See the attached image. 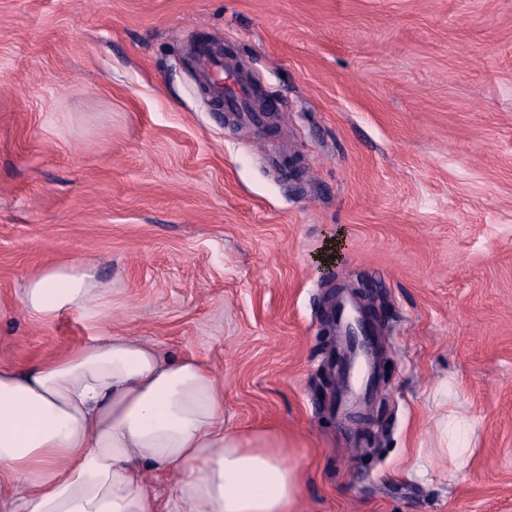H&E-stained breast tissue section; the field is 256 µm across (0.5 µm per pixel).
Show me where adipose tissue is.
Wrapping results in <instances>:
<instances>
[{
  "mask_svg": "<svg viewBox=\"0 0 512 512\" xmlns=\"http://www.w3.org/2000/svg\"><path fill=\"white\" fill-rule=\"evenodd\" d=\"M102 294L80 261L30 278L22 305L48 320ZM301 485L286 432L225 428L224 383L197 358L112 335L0 365V512H299Z\"/></svg>",
  "mask_w": 512,
  "mask_h": 512,
  "instance_id": "obj_1",
  "label": "adipose tissue"
}]
</instances>
